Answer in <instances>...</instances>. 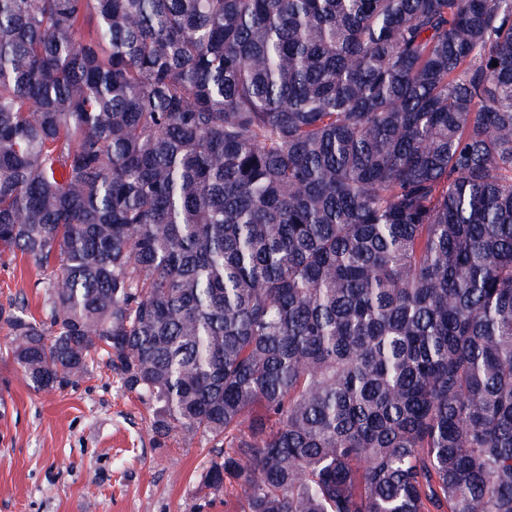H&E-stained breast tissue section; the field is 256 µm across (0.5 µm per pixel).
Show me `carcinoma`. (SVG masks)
<instances>
[{
    "label": "carcinoma",
    "instance_id": "1",
    "mask_svg": "<svg viewBox=\"0 0 512 512\" xmlns=\"http://www.w3.org/2000/svg\"><path fill=\"white\" fill-rule=\"evenodd\" d=\"M6 252L242 512H512V0H0Z\"/></svg>",
    "mask_w": 512,
    "mask_h": 512
}]
</instances>
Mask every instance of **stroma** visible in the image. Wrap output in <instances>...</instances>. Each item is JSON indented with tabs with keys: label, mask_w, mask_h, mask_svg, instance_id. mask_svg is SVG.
I'll use <instances>...</instances> for the list:
<instances>
[{
	"label": "stroma",
	"mask_w": 512,
	"mask_h": 512,
	"mask_svg": "<svg viewBox=\"0 0 512 512\" xmlns=\"http://www.w3.org/2000/svg\"><path fill=\"white\" fill-rule=\"evenodd\" d=\"M48 272L0 257V307L43 320ZM0 323V512H240L242 489L204 488L210 438L157 439L151 414L97 363L76 385L33 390L3 351Z\"/></svg>",
	"instance_id": "stroma-1"
}]
</instances>
